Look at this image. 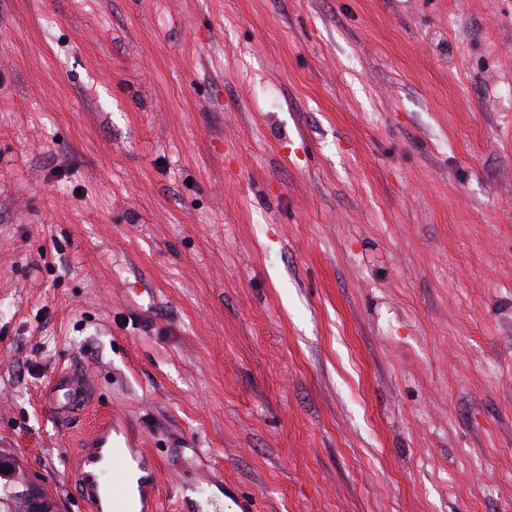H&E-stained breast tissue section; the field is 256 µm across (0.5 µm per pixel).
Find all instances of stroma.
<instances>
[{"instance_id": "stroma-1", "label": "stroma", "mask_w": 512, "mask_h": 512, "mask_svg": "<svg viewBox=\"0 0 512 512\" xmlns=\"http://www.w3.org/2000/svg\"><path fill=\"white\" fill-rule=\"evenodd\" d=\"M107 411L156 512H512V0H0V448L84 512ZM91 384L82 372L59 373L44 401L45 410L56 419H66L84 409L90 401Z\"/></svg>"}]
</instances>
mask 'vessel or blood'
<instances>
[{"label":"vessel or blood","mask_w":512,"mask_h":512,"mask_svg":"<svg viewBox=\"0 0 512 512\" xmlns=\"http://www.w3.org/2000/svg\"><path fill=\"white\" fill-rule=\"evenodd\" d=\"M91 384L80 372L59 373L44 402L45 410L54 418L66 419L83 409L90 401ZM131 461L112 434V419L104 417L85 437V449L77 465L82 497L91 512H152L158 478L146 473L136 489H129Z\"/></svg>","instance_id":"1"}]
</instances>
